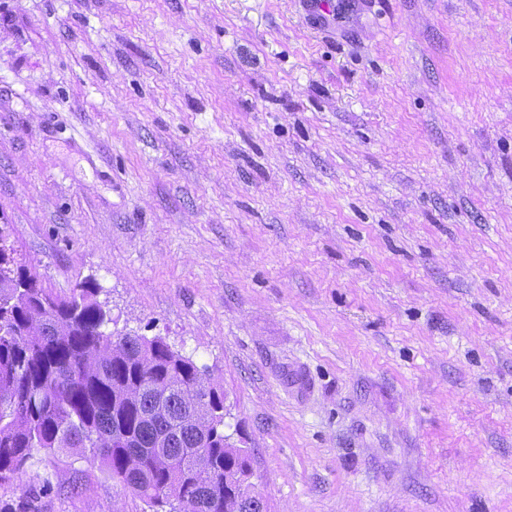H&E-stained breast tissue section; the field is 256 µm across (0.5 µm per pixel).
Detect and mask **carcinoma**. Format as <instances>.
Segmentation results:
<instances>
[{
  "label": "carcinoma",
  "mask_w": 512,
  "mask_h": 512,
  "mask_svg": "<svg viewBox=\"0 0 512 512\" xmlns=\"http://www.w3.org/2000/svg\"><path fill=\"white\" fill-rule=\"evenodd\" d=\"M88 283L67 301L0 251V484L34 450L89 451L123 487L169 512H266L248 450L224 435V390L160 337L106 333ZM224 487L201 476L195 448Z\"/></svg>",
  "instance_id": "cac0c4a2"
}]
</instances>
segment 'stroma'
Instances as JSON below:
<instances>
[{
  "label": "stroma",
  "instance_id": "stroma-1",
  "mask_svg": "<svg viewBox=\"0 0 512 512\" xmlns=\"http://www.w3.org/2000/svg\"><path fill=\"white\" fill-rule=\"evenodd\" d=\"M335 2L0 0V224L209 370L268 512H512V0Z\"/></svg>",
  "mask_w": 512,
  "mask_h": 512
}]
</instances>
